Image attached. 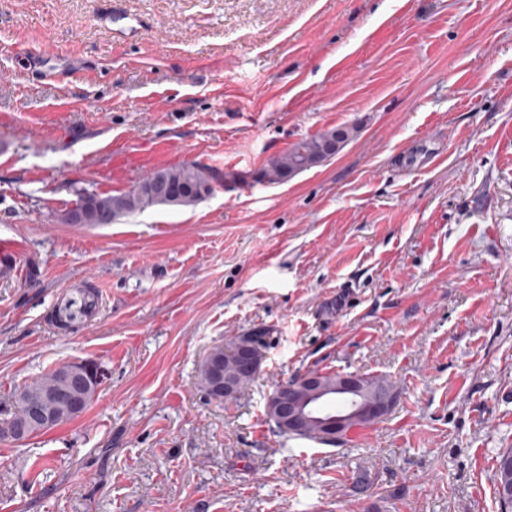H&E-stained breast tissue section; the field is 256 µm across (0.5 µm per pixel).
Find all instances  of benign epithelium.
Here are the masks:
<instances>
[{
	"instance_id": "1",
	"label": "benign epithelium",
	"mask_w": 512,
	"mask_h": 512,
	"mask_svg": "<svg viewBox=\"0 0 512 512\" xmlns=\"http://www.w3.org/2000/svg\"><path fill=\"white\" fill-rule=\"evenodd\" d=\"M227 356L240 376L255 375L264 362L263 353L247 334L240 337ZM395 402V392L386 387L366 393L359 376L344 375L336 385L326 387L319 374L308 373L296 384L284 383L275 388L267 397L265 411L286 431L300 432L317 422L324 430L323 437L331 439L338 437L352 419H382Z\"/></svg>"
}]
</instances>
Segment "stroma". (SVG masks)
<instances>
[{
  "mask_svg": "<svg viewBox=\"0 0 512 512\" xmlns=\"http://www.w3.org/2000/svg\"><path fill=\"white\" fill-rule=\"evenodd\" d=\"M334 157L267 160L339 125ZM193 163L196 207L65 220ZM0 401L71 362L78 418L0 440V512H500L512 448V0H0ZM90 324L53 329L67 289ZM266 359L207 399L210 348ZM325 368L397 401L332 447L281 435L273 389ZM355 125L337 126L306 137L292 145L287 152L271 157L261 171L260 181L277 184L288 181L297 174L306 171L332 158L331 148L342 143L343 146L358 136ZM342 146V147H343ZM506 478L510 481L512 478V448H506L499 454L494 473V490L501 510L502 512H511L512 501H504L499 493V486L503 484Z\"/></svg>",
  "mask_w": 512,
  "mask_h": 512,
  "instance_id": "obj_1",
  "label": "stroma"
}]
</instances>
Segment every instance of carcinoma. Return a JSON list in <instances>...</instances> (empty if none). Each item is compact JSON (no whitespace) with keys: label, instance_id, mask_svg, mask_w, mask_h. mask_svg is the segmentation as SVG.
I'll list each match as a JSON object with an SVG mask.
<instances>
[{"label":"carcinoma","instance_id":"1","mask_svg":"<svg viewBox=\"0 0 512 512\" xmlns=\"http://www.w3.org/2000/svg\"><path fill=\"white\" fill-rule=\"evenodd\" d=\"M355 125L338 126L306 137L292 145L287 152L271 157L261 171L260 181L277 184L287 181L332 158L331 148L347 144L358 136ZM215 173L210 169L189 164L178 167L156 169L139 180L131 189L110 195L88 194L79 198L76 209L80 211L79 221L87 225L112 224L116 220L133 215L154 206L190 208L196 206L212 193ZM162 184L168 194L155 192ZM235 342L213 346L200 368V381L210 399L224 402V350H230ZM101 381L89 379L83 390H71L65 366L60 365L48 373L23 384L11 396V405L0 409V429L6 426H23L27 419L26 402L31 398L47 395L54 399L44 403L50 415L47 426L32 427L26 435L46 432L58 425L79 417L93 402ZM512 478V448L504 449L498 456L494 473V490L504 480Z\"/></svg>","mask_w":512,"mask_h":512}]
</instances>
